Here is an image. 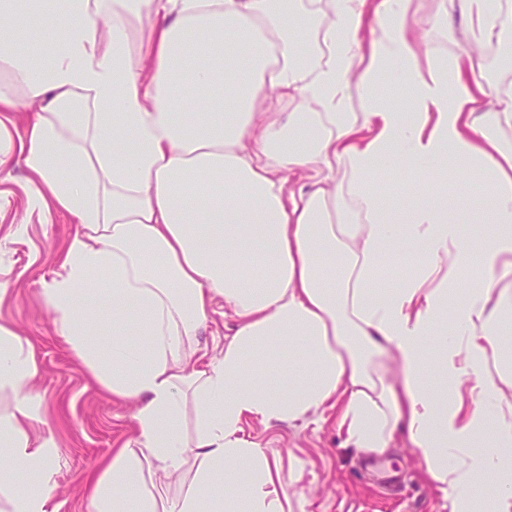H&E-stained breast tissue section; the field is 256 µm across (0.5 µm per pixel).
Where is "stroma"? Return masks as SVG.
<instances>
[{"label":"stroma","instance_id":"stroma-1","mask_svg":"<svg viewBox=\"0 0 512 512\" xmlns=\"http://www.w3.org/2000/svg\"><path fill=\"white\" fill-rule=\"evenodd\" d=\"M449 0H412V26L420 41L418 65L466 45L462 26H441L442 14H458ZM27 173L16 165L0 177V323L28 342L39 364L33 387L43 400L38 434L58 449L55 490L47 512H91L87 482L133 432L134 405L113 400L74 355L41 290L50 281L76 226L61 211L42 216L25 210ZM27 226L14 237L16 224ZM337 409L270 426L249 420L245 432L260 447L277 451L291 512H443L440 492L428 480L417 453L397 438L386 456L364 457L348 449L337 429Z\"/></svg>","mask_w":512,"mask_h":512}]
</instances>
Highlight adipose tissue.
Wrapping results in <instances>:
<instances>
[{
    "instance_id": "obj_1",
    "label": "adipose tissue",
    "mask_w": 512,
    "mask_h": 512,
    "mask_svg": "<svg viewBox=\"0 0 512 512\" xmlns=\"http://www.w3.org/2000/svg\"><path fill=\"white\" fill-rule=\"evenodd\" d=\"M460 2L471 49L423 73L410 0H68L51 31L50 0H0V169L26 170L28 211L77 226L43 303L136 404L94 512H287L279 454L242 423L334 406L359 454L405 432L448 512H512V87L482 81L480 53L512 47V0ZM386 76L401 103L377 92ZM400 168L473 175L490 207L443 184L386 208L377 178ZM219 299L235 329L211 357L199 336ZM99 304L120 315L106 357ZM37 374L0 325V457L41 486L0 477L6 512H46L54 487ZM159 474L181 476L173 497L147 489Z\"/></svg>"
}]
</instances>
